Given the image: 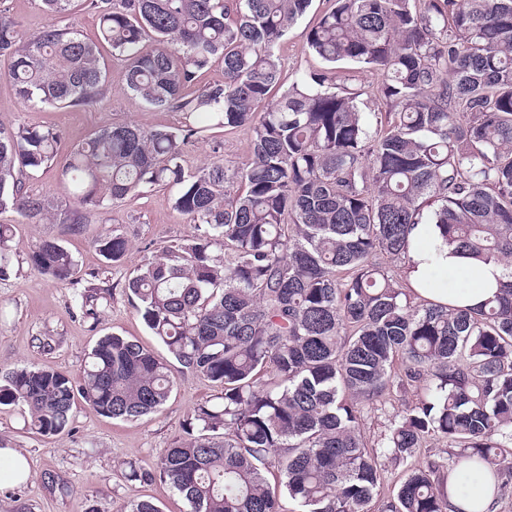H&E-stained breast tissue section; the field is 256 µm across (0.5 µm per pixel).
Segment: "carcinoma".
I'll use <instances>...</instances> for the list:
<instances>
[{"instance_id": "cac0c4a2", "label": "carcinoma", "mask_w": 512, "mask_h": 512, "mask_svg": "<svg viewBox=\"0 0 512 512\" xmlns=\"http://www.w3.org/2000/svg\"><path fill=\"white\" fill-rule=\"evenodd\" d=\"M39 2L47 22L29 37L0 9V58L21 101L99 102L106 44L125 61L131 97L182 113L184 124H118L74 147L59 172L67 206L18 178L54 161L61 132L0 126V209L80 229L86 213L145 185L172 186L173 208L196 232L146 259L125 287L168 357L107 334L76 382L52 369L0 372V405L27 408L30 429L56 435L78 397L134 420L166 404L177 368L221 386L156 471L128 465L126 477L165 483L186 512H280L272 469L297 512H372L384 461L406 462L431 434L448 442L447 462L408 470L381 512H448L452 471L507 488L512 265L501 292L470 311L412 303L373 256L404 259L424 220L464 255L512 256V0H335L307 46L328 64L381 73L385 127L362 111L364 92L324 72L297 76L268 102L282 72L275 47L311 0H84L99 21L95 42L59 22L73 0ZM217 59L224 80L194 88ZM243 126L244 166L184 169V148L201 133ZM11 236L0 224L1 278ZM93 244L114 263L128 250L115 230ZM30 262L57 280L76 270L54 240ZM392 387L429 398L370 448L359 405Z\"/></svg>"}]
</instances>
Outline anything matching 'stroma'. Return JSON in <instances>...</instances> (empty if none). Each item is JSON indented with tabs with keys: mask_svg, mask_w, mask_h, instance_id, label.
<instances>
[{
	"mask_svg": "<svg viewBox=\"0 0 512 512\" xmlns=\"http://www.w3.org/2000/svg\"><path fill=\"white\" fill-rule=\"evenodd\" d=\"M333 0H312L306 14L276 47L281 58L279 98L283 85L303 73L326 71L327 65L309 51L306 33L331 8ZM108 82L102 103L85 107H30L16 95L6 73L7 60L0 59V125L5 127L51 126L61 131V154L102 128L134 124L146 129L177 128L183 123L178 112L157 111L133 100L124 78V63L104 50ZM354 88L369 91L365 111L385 116L390 107L380 92L382 77L371 68L339 65ZM247 128H224L217 136L190 144L183 156L185 169L215 161L229 167L245 164L250 155ZM174 191L147 186L116 206L99 211L82 232L70 225L28 224L13 209L0 212V224L11 225L12 264L0 280V371L16 367L51 368L77 377L91 347L107 333L139 342L156 354L164 347L151 334L131 305L125 285L145 259L192 235L193 225L174 210ZM129 241L128 252L118 263H109L96 251L93 241L111 232ZM52 238L76 259L74 281H58L41 275L29 262L31 250ZM97 285L109 288L111 296L93 311L76 302L79 290ZM47 336L53 350L39 347ZM221 388L190 373L176 376L174 391L157 412L133 421L112 420L77 404L69 431L43 436L29 430L27 412L17 405H0V448H13L26 456L32 475L21 483L0 484V512H127L130 504L154 501L162 512H183L184 501L164 483H143L125 476L128 464L154 469L166 448L183 438L184 426L193 410L214 399ZM423 391L391 393L383 400L362 407L360 428L369 447L383 438L390 419L417 404Z\"/></svg>",
	"mask_w": 512,
	"mask_h": 512,
	"instance_id": "1",
	"label": "stroma"
}]
</instances>
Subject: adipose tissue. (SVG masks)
Listing matches in <instances>:
<instances>
[{
	"mask_svg": "<svg viewBox=\"0 0 512 512\" xmlns=\"http://www.w3.org/2000/svg\"><path fill=\"white\" fill-rule=\"evenodd\" d=\"M406 261L407 279L421 299L451 307L477 308L498 290L506 270L495 260L477 261L459 256L444 243L435 225H415ZM448 493L460 512H491L492 490L479 479L448 476Z\"/></svg>",
	"mask_w": 512,
	"mask_h": 512,
	"instance_id": "ef3b65f1",
	"label": "adipose tissue"
}]
</instances>
